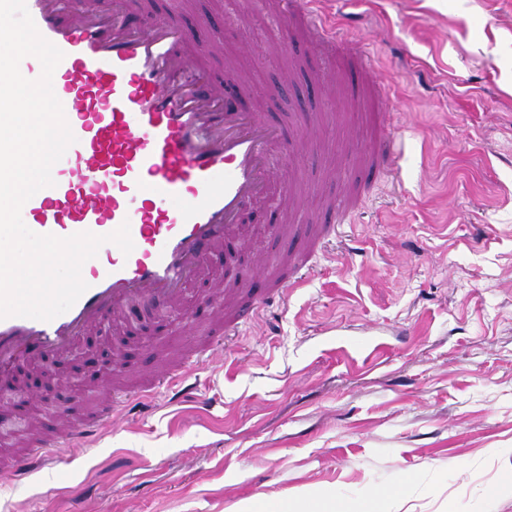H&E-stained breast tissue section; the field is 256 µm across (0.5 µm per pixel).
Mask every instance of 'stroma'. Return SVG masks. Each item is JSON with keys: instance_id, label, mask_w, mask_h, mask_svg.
Masks as SVG:
<instances>
[{"instance_id": "obj_1", "label": "stroma", "mask_w": 512, "mask_h": 512, "mask_svg": "<svg viewBox=\"0 0 512 512\" xmlns=\"http://www.w3.org/2000/svg\"><path fill=\"white\" fill-rule=\"evenodd\" d=\"M253 0H147L223 56L251 87L246 103L291 136L309 118L299 191L345 193L369 137L354 65L325 60L309 81L306 42ZM336 34L368 47L397 130L396 176H378L350 224L285 301L254 315L229 350L188 372L190 396L162 388L104 425L85 449L55 447L23 481L0 476V512H236L314 490L348 497L413 477L390 512H512V0H322ZM293 103L284 107L282 95ZM210 265L170 314L162 345L115 326L110 371L146 376L188 342L184 312L211 317L224 289ZM498 475L499 489L488 486Z\"/></svg>"}]
</instances>
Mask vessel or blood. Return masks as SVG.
<instances>
[{
  "label": "vessel or blood",
  "instance_id": "1",
  "mask_svg": "<svg viewBox=\"0 0 512 512\" xmlns=\"http://www.w3.org/2000/svg\"><path fill=\"white\" fill-rule=\"evenodd\" d=\"M318 3L283 0L277 13L284 32L303 28L312 52L352 59L362 92L384 102L385 88L362 43L338 39ZM26 5L39 33L64 54L52 85L76 141L52 168L54 186L26 201L21 216L34 233L58 237L106 235L125 223L134 248L126 255L114 244L102 245L84 264L87 291L53 320L0 319V374L20 360L37 364L69 354L84 332L106 319L129 320L134 306L180 305L210 255L241 236L243 211L268 195L276 176L288 173L271 158L276 129L246 110L238 91L210 80L199 66L222 47L221 33L198 43L175 25L147 19L136 24L120 11L104 14L89 0ZM395 139L390 125H379L365 155L366 170L391 167ZM317 195L285 186L281 217L267 233L303 240L304 250L280 254L272 271L257 259L258 292L210 295L216 323L208 336L159 371L153 384L130 387L126 400L184 382L202 354L219 348L247 321L246 298L260 306L300 285L319 246L336 237L357 206L353 192L339 202L325 201L331 223H296ZM102 390L105 403L95 417L38 434L7 476L18 480L42 466L48 448L94 441L115 408L113 385L103 383Z\"/></svg>",
  "mask_w": 512,
  "mask_h": 512
}]
</instances>
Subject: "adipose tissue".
<instances>
[{
    "label": "adipose tissue",
    "mask_w": 512,
    "mask_h": 512,
    "mask_svg": "<svg viewBox=\"0 0 512 512\" xmlns=\"http://www.w3.org/2000/svg\"><path fill=\"white\" fill-rule=\"evenodd\" d=\"M403 488H376L354 498L337 493L308 494L283 499L271 506V512H385L387 502L398 499Z\"/></svg>",
    "instance_id": "adipose-tissue-1"
}]
</instances>
